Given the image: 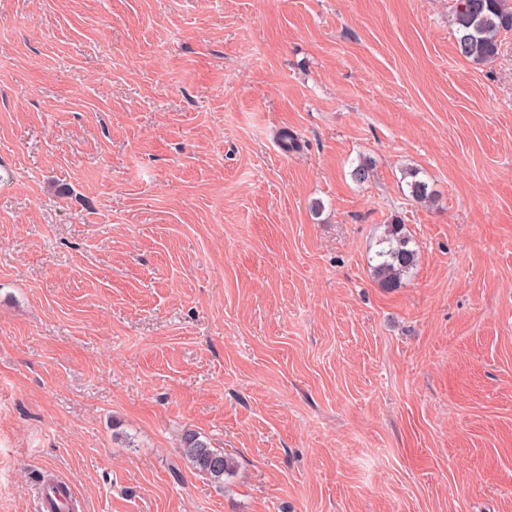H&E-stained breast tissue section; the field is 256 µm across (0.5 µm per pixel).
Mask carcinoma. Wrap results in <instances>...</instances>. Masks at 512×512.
Here are the masks:
<instances>
[{
  "label": "carcinoma",
  "mask_w": 512,
  "mask_h": 512,
  "mask_svg": "<svg viewBox=\"0 0 512 512\" xmlns=\"http://www.w3.org/2000/svg\"><path fill=\"white\" fill-rule=\"evenodd\" d=\"M456 48L460 56L476 64H489L499 55L502 36L512 33V0H455L452 9ZM411 168L405 173L410 197L418 203L436 200L429 183ZM382 247L376 253L374 276L380 287L399 288L417 266L416 242L399 220L385 225ZM183 456L196 471L216 483L234 467V459L222 449L213 448L195 432L183 438Z\"/></svg>",
  "instance_id": "obj_1"
}]
</instances>
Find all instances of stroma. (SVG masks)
<instances>
[{
    "label": "stroma",
    "mask_w": 512,
    "mask_h": 512,
    "mask_svg": "<svg viewBox=\"0 0 512 512\" xmlns=\"http://www.w3.org/2000/svg\"><path fill=\"white\" fill-rule=\"evenodd\" d=\"M452 4L0 0V512H512V34ZM452 26L460 56L489 64L499 55L502 35L512 33V4L509 0H455ZM419 169L411 168L405 173L406 178L411 180L407 182L410 197L418 203H432L436 200L435 192L429 189V183L419 177ZM383 246L376 253V264L372 267L381 288H400L403 280L417 266L419 250L407 232L405 224L393 220L385 225L380 242ZM183 456L189 465L199 473L208 476L216 483H223L224 475L234 467V459L222 449L211 448L195 432L187 433L183 438Z\"/></svg>",
    "instance_id": "35a3bbf8"
}]
</instances>
